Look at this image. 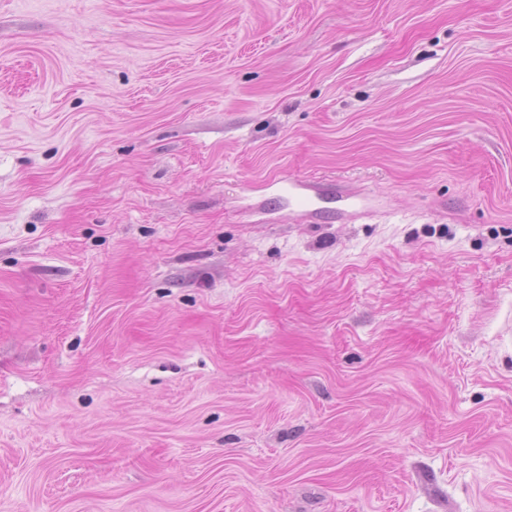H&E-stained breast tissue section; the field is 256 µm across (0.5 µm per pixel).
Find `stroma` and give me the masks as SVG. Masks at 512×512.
Instances as JSON below:
<instances>
[{"label":"stroma","instance_id":"35a3bbf8","mask_svg":"<svg viewBox=\"0 0 512 512\" xmlns=\"http://www.w3.org/2000/svg\"><path fill=\"white\" fill-rule=\"evenodd\" d=\"M0 512H512V0H0ZM274 203H286L296 208L303 216L314 219L336 209L335 204L340 202L338 210H355L360 208L361 198L356 194H348L336 199L333 196L315 191L309 184L299 181L273 177L265 184ZM334 205V206H333Z\"/></svg>","mask_w":512,"mask_h":512}]
</instances>
